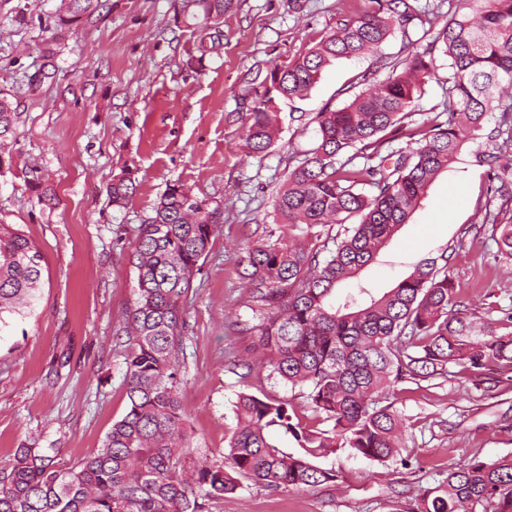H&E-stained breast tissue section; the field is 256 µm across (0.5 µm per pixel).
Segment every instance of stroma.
<instances>
[{"mask_svg":"<svg viewBox=\"0 0 512 512\" xmlns=\"http://www.w3.org/2000/svg\"><path fill=\"white\" fill-rule=\"evenodd\" d=\"M59 4L0 0V90L20 114L16 138L0 154V222L18 225L44 257L31 313L0 338V467L26 445L75 462L100 448L126 413L125 327L136 285L130 254L139 224L179 183L218 211L211 252L182 309L178 397L189 416L184 467L191 470L226 448L238 393L267 394L307 412L300 390L229 360L253 342L237 327L252 317L237 247L272 226L273 196L312 147L316 113L387 80L392 66L424 50L432 24L469 8L462 0H417L419 20L395 30L377 55L327 65L306 96L283 103L274 146L248 157L238 115L252 105L257 70L287 64L364 0H233L220 51L200 65L191 58L204 23L184 14L183 0H107L67 39L52 79L42 82L39 46L54 31ZM433 58L417 124L444 108L448 58L439 51ZM499 119L490 115L481 138L464 143L359 282L380 292L422 259L444 256L464 314L477 326H495L512 311V261L483 222L489 207L512 216V199L492 194L494 169L512 168V145L487 157ZM34 165L53 185L56 207L26 191L22 173ZM125 170L136 191L119 209L106 188ZM395 406L407 426V465L340 451L326 460L341 472L336 482L268 490L247 481L210 512H415L422 490L452 467L512 455L510 378L405 382Z\"/></svg>","mask_w":512,"mask_h":512,"instance_id":"35a3bbf8","label":"stroma"}]
</instances>
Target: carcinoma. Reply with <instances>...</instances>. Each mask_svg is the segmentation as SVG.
Listing matches in <instances>:
<instances>
[{"label":"carcinoma","instance_id":"1","mask_svg":"<svg viewBox=\"0 0 512 512\" xmlns=\"http://www.w3.org/2000/svg\"><path fill=\"white\" fill-rule=\"evenodd\" d=\"M466 2L473 16L446 19L400 73L340 109L316 114L315 144L288 171L273 201L275 228L237 254L255 319L241 330L255 337L267 378L303 390L310 420L286 400L240 393L223 458L190 475L184 471L190 445L177 394L181 308L211 250L217 209L173 184L140 225L130 254L137 288L126 329L127 412L96 452L71 465H57L41 448L15 449L12 463L0 468V512H209L244 480L271 490L334 482L340 472L321 460L339 451L405 466V426L393 400L398 384L446 380L451 364L460 374L512 371V312L497 320L507 332L473 335L472 323L459 316L447 266L434 258L421 260L378 298L360 285L336 302V289L357 278L407 222L463 139L477 135L494 110L500 126H512V0ZM229 5L184 0V9L213 25L199 43L198 61L222 45L217 24ZM102 8V0H60L56 34L44 41L42 55L54 58L64 46L58 33ZM420 14L410 0H367L356 17L341 20L303 54L256 74L254 105L241 114L245 153L271 148L279 103L310 91L326 65L376 50L393 25L406 33ZM437 48L452 69L445 112L412 127L406 119L433 76L425 56ZM17 121L13 102L0 91V142L16 136ZM401 135L411 146L389 147ZM23 179L39 203L56 206L39 169ZM134 191L125 172L112 179L107 194L121 208ZM500 214L488 208L483 222L512 258V220ZM353 218L359 222L350 223ZM302 224L307 245L291 235ZM42 261L20 228L0 223V333L32 308ZM282 436L294 447L280 446ZM418 512H512V456L448 470L444 481L423 490Z\"/></svg>","mask_w":512,"mask_h":512}]
</instances>
